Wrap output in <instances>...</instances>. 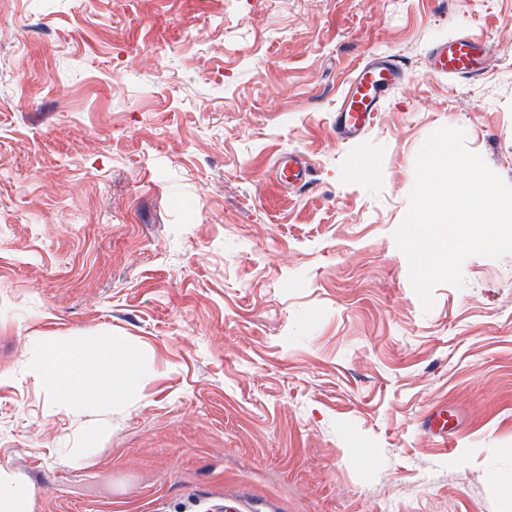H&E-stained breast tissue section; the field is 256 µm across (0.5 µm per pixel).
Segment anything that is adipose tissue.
Returning a JSON list of instances; mask_svg holds the SVG:
<instances>
[{
    "mask_svg": "<svg viewBox=\"0 0 512 512\" xmlns=\"http://www.w3.org/2000/svg\"><path fill=\"white\" fill-rule=\"evenodd\" d=\"M50 379L63 403L97 407L125 401L136 393L138 379L121 339L108 350H91L77 341L55 347ZM35 491L11 470L0 467V512H34Z\"/></svg>",
    "mask_w": 512,
    "mask_h": 512,
    "instance_id": "obj_1",
    "label": "adipose tissue"
}]
</instances>
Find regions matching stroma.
<instances>
[{
    "instance_id": "stroma-1",
    "label": "stroma",
    "mask_w": 512,
    "mask_h": 512,
    "mask_svg": "<svg viewBox=\"0 0 512 512\" xmlns=\"http://www.w3.org/2000/svg\"><path fill=\"white\" fill-rule=\"evenodd\" d=\"M454 37L477 76L429 74ZM377 56L404 79L339 141ZM444 127L512 184V0H0V466L34 512H512V254L427 310L396 240ZM103 335L138 393L63 404L51 343ZM401 77V68L390 57L380 56L362 62L354 71L348 90L336 109V137L340 141H350L364 134L379 112L385 94ZM454 418L455 415L448 412V408L437 406L425 417L422 426L440 439L442 448H447L448 439L451 441L456 434V432H448V425Z\"/></svg>"
}]
</instances>
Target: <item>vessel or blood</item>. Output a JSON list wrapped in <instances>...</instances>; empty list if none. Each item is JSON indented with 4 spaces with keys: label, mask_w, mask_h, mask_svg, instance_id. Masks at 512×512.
I'll return each instance as SVG.
<instances>
[{
    "label": "vessel or blood",
    "mask_w": 512,
    "mask_h": 512,
    "mask_svg": "<svg viewBox=\"0 0 512 512\" xmlns=\"http://www.w3.org/2000/svg\"><path fill=\"white\" fill-rule=\"evenodd\" d=\"M485 51V46L472 38L436 45L429 53L430 72L440 77L477 75L478 61ZM401 77L402 71L392 58L380 56L362 62L356 68L334 116L337 138L350 141L364 134L379 111L385 94ZM451 420L452 415L447 408L438 406L425 417L423 426L444 442L449 437Z\"/></svg>",
    "instance_id": "vessel-or-blood-1"
}]
</instances>
